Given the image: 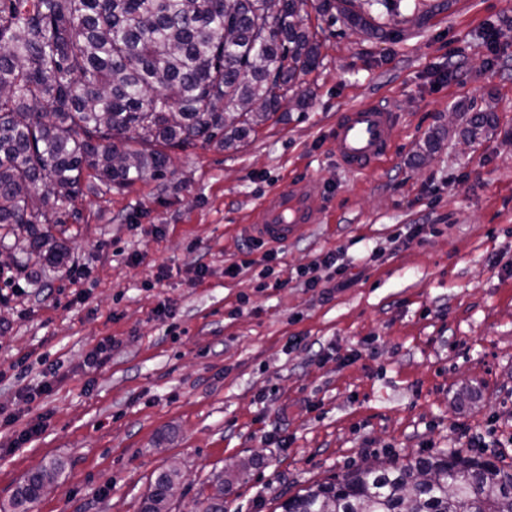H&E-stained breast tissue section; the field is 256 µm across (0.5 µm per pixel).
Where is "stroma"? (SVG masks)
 Here are the masks:
<instances>
[{"label": "stroma", "mask_w": 512, "mask_h": 512, "mask_svg": "<svg viewBox=\"0 0 512 512\" xmlns=\"http://www.w3.org/2000/svg\"><path fill=\"white\" fill-rule=\"evenodd\" d=\"M316 5L296 20L318 27L320 64L288 108L233 146L171 152L165 178L84 188L68 266L0 276V512L49 464L58 483L31 512H139L169 466L172 512L241 462L226 512H277L312 483L470 440L512 464V0H453L382 38ZM363 102L401 125L352 175L328 132ZM473 108L498 127L469 143ZM299 175L324 210L273 261L280 287H261L258 250L229 274L253 210ZM411 224L423 233L399 241ZM328 250L348 283L326 299L300 274ZM107 337L111 361L86 368Z\"/></svg>", "instance_id": "35a3bbf8"}]
</instances>
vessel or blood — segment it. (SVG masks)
Wrapping results in <instances>:
<instances>
[{"label": "vessel or blood", "instance_id": "obj_1", "mask_svg": "<svg viewBox=\"0 0 512 512\" xmlns=\"http://www.w3.org/2000/svg\"><path fill=\"white\" fill-rule=\"evenodd\" d=\"M399 123L398 112L369 103L339 112L330 131L338 165L351 173L377 168L391 153ZM322 205L318 182L303 176L268 196L244 230L260 243L284 245L306 226L318 223Z\"/></svg>", "mask_w": 512, "mask_h": 512}]
</instances>
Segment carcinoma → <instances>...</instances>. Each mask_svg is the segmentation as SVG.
Segmentation results:
<instances>
[{"instance_id": "obj_1", "label": "carcinoma", "mask_w": 512, "mask_h": 512, "mask_svg": "<svg viewBox=\"0 0 512 512\" xmlns=\"http://www.w3.org/2000/svg\"><path fill=\"white\" fill-rule=\"evenodd\" d=\"M379 6L401 0H319L323 14L387 37ZM296 0H0V268L65 265L53 230L83 194V174L106 190L165 177L169 152L227 146L279 110L295 79L318 65L317 32L295 21ZM497 125L475 113V141ZM28 475L15 508L58 480ZM178 471L151 482L142 512H170ZM224 473L201 512H224ZM282 512H512V469L457 449L391 468L348 471L290 496Z\"/></svg>"}]
</instances>
